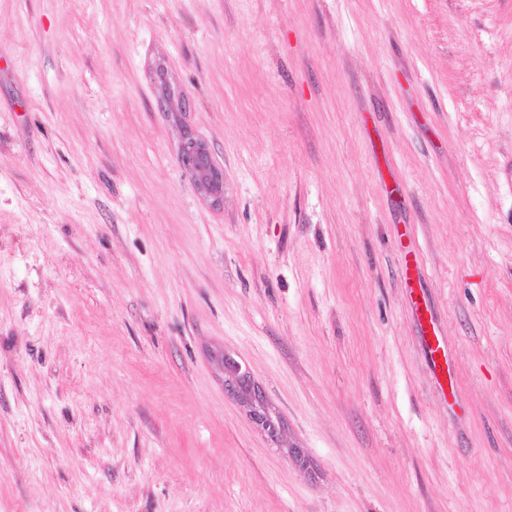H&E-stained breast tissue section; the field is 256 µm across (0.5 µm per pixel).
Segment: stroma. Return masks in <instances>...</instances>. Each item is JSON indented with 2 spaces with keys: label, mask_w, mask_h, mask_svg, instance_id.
Here are the masks:
<instances>
[{
  "label": "stroma",
  "mask_w": 512,
  "mask_h": 512,
  "mask_svg": "<svg viewBox=\"0 0 512 512\" xmlns=\"http://www.w3.org/2000/svg\"><path fill=\"white\" fill-rule=\"evenodd\" d=\"M0 512H512V0H0ZM179 160L199 193L220 203L224 194L223 172L215 164L208 146L201 140L187 137L181 144ZM228 373L225 386L233 397L244 406L252 419L266 434L272 443H278L284 433V423L270 409L264 407L260 387L251 376L242 372L241 368L234 370L228 362H224V379ZM259 387V388H258Z\"/></svg>",
  "instance_id": "obj_1"
}]
</instances>
